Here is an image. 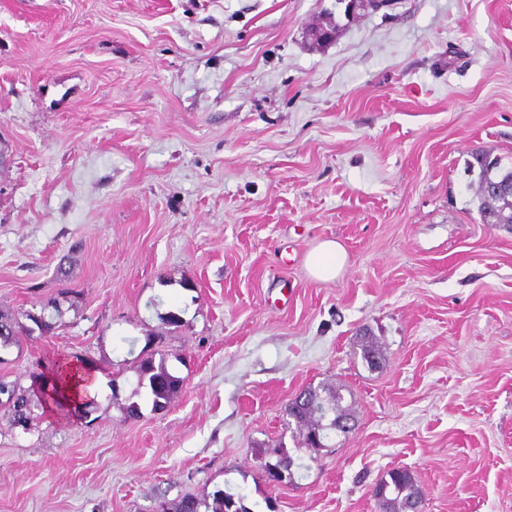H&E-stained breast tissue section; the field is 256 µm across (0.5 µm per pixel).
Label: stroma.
I'll return each mask as SVG.
<instances>
[{
    "label": "stroma",
    "instance_id": "35a3bbf8",
    "mask_svg": "<svg viewBox=\"0 0 512 512\" xmlns=\"http://www.w3.org/2000/svg\"><path fill=\"white\" fill-rule=\"evenodd\" d=\"M476 150L512 166V0H0V313L58 305L0 376L63 354L103 388L0 418V512H377L398 467L421 512H512V224ZM148 358L183 380L160 411ZM310 386L354 414L325 448L285 413ZM280 446L288 484L259 468ZM472 158L474 162L468 163L467 172L474 173L476 166L479 170V209L484 220L490 224H512V203L504 197L511 194L512 200V169H502L498 158H491L490 154L483 151H475ZM498 169L506 172L499 173ZM344 261L342 246L335 240L319 242L306 256L310 275L318 280H333L341 271ZM164 499V497L158 498L160 512H170V510H174L173 512H251L250 509L241 504L242 498H238V502H236L233 494L221 490L214 494L212 506L206 500L187 494L181 496L173 504V507ZM237 503L239 506H237ZM202 507H204V511L201 510Z\"/></svg>",
    "mask_w": 512,
    "mask_h": 512
}]
</instances>
